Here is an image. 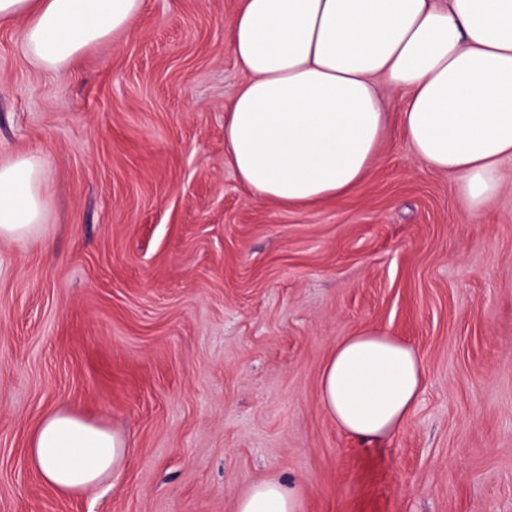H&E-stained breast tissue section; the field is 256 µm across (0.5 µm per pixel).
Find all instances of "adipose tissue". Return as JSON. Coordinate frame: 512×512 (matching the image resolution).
<instances>
[{
  "mask_svg": "<svg viewBox=\"0 0 512 512\" xmlns=\"http://www.w3.org/2000/svg\"><path fill=\"white\" fill-rule=\"evenodd\" d=\"M143 0H0L37 67L59 72L88 47L127 34ZM228 46L246 74L227 106L224 147L240 182L284 205L345 194L371 167L387 128L386 87L405 90L414 158L458 177L470 214L502 191L512 161V0H240ZM47 157L0 161V241L44 220ZM424 366L407 342L374 328L337 341L320 401L356 438L391 434L416 405ZM28 463L59 496L119 480L117 432L55 411L33 431ZM236 512H300L295 489L254 483Z\"/></svg>",
  "mask_w": 512,
  "mask_h": 512,
  "instance_id": "obj_1",
  "label": "adipose tissue"
}]
</instances>
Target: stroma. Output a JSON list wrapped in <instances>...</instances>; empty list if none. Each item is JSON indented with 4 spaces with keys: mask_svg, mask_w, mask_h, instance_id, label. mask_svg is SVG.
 Returning <instances> with one entry per match:
<instances>
[{
    "mask_svg": "<svg viewBox=\"0 0 512 512\" xmlns=\"http://www.w3.org/2000/svg\"><path fill=\"white\" fill-rule=\"evenodd\" d=\"M238 4L143 0L60 73L0 26V161L49 159L39 232L0 242V512H235L272 477L301 512H512V186L471 216L458 180L414 159L391 88L351 191L258 198L224 156ZM364 327L424 363L416 408L377 441L319 399ZM57 410L124 436L118 485L41 483L28 443Z\"/></svg>",
    "mask_w": 512,
    "mask_h": 512,
    "instance_id": "35a3bbf8",
    "label": "stroma"
}]
</instances>
